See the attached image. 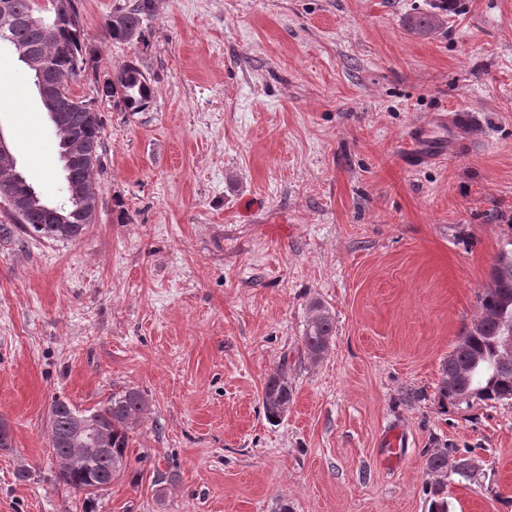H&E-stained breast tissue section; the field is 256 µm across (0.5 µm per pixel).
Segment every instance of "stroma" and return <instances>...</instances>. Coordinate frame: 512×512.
I'll return each mask as SVG.
<instances>
[{
  "mask_svg": "<svg viewBox=\"0 0 512 512\" xmlns=\"http://www.w3.org/2000/svg\"><path fill=\"white\" fill-rule=\"evenodd\" d=\"M79 0L100 71L136 60L143 112L99 103L98 214L74 241L0 237V512H83L55 477L49 408L136 388L129 475L95 512H427L429 451H469L449 512H512V401L439 408L441 364L512 240V0ZM438 15L425 37L410 16ZM475 111L405 165L414 124ZM0 131L50 201L58 139L0 51ZM126 220H119V213ZM335 319L302 346L309 304ZM284 371L292 409L262 389ZM162 488H155V479ZM152 10V3L151 0H139L136 1L135 4H133L130 8L127 9L128 16L127 21L129 28L132 30L138 31V37L133 40L129 41L123 38L119 34L113 33V31L110 29L109 26V18L111 20V24L113 28H121L124 24H126V17H125V11L123 9H118L114 11L111 16L109 15L106 18L105 21V32L107 37L112 39V41L115 42H121V43H131V42H143V36H144V23L148 20V17L151 14ZM130 32V39L135 37L136 32L132 31ZM310 315L302 336L303 348L313 357L326 348L333 336L335 322L329 309L318 300L309 305Z\"/></svg>",
  "mask_w": 512,
  "mask_h": 512,
  "instance_id": "1",
  "label": "stroma"
}]
</instances>
